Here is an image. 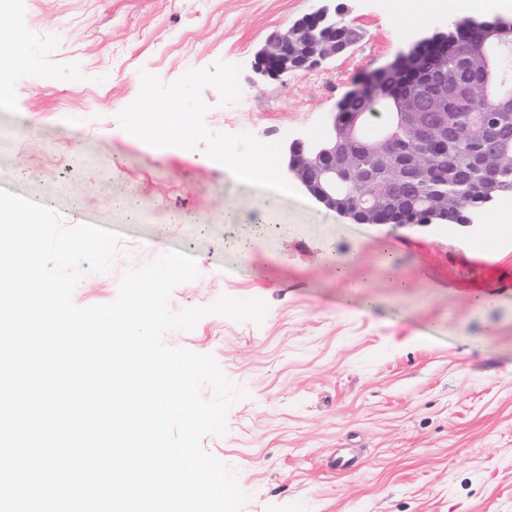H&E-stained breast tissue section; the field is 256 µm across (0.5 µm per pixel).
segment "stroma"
Returning <instances> with one entry per match:
<instances>
[{"instance_id":"1","label":"stroma","mask_w":512,"mask_h":512,"mask_svg":"<svg viewBox=\"0 0 512 512\" xmlns=\"http://www.w3.org/2000/svg\"><path fill=\"white\" fill-rule=\"evenodd\" d=\"M325 4L360 40L318 69L257 75L265 40ZM466 4L429 16L408 0V23L394 0H8L0 17L23 57L0 65V187L122 233L74 303L112 302L126 270L175 248L201 276L173 289V312L268 304L259 324L210 314L165 337L247 392L202 440L236 472L242 512H512V237L493 260L471 247L482 227L357 224L309 195L228 224L264 190L203 147L145 145L118 115L141 72L170 84L223 61L241 65L248 109L205 88L211 131L317 141L348 92Z\"/></svg>"}]
</instances>
